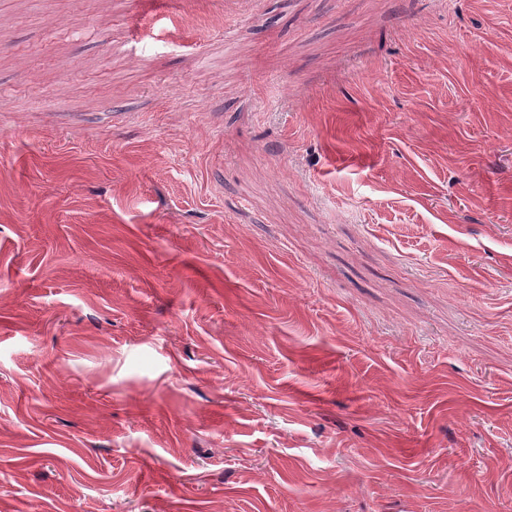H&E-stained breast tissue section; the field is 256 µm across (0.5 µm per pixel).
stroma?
<instances>
[{"label": "stroma", "mask_w": 512, "mask_h": 512, "mask_svg": "<svg viewBox=\"0 0 512 512\" xmlns=\"http://www.w3.org/2000/svg\"><path fill=\"white\" fill-rule=\"evenodd\" d=\"M0 512H512V0H0Z\"/></svg>", "instance_id": "35a3bbf8"}]
</instances>
